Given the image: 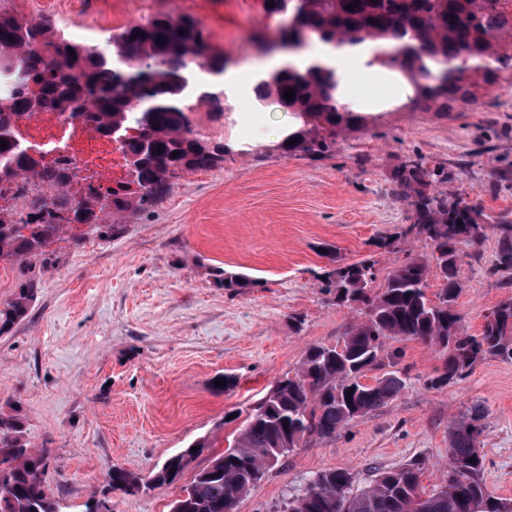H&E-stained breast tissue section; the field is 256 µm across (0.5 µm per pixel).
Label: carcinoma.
Wrapping results in <instances>:
<instances>
[{
	"mask_svg": "<svg viewBox=\"0 0 512 512\" xmlns=\"http://www.w3.org/2000/svg\"><path fill=\"white\" fill-rule=\"evenodd\" d=\"M270 1L274 6L265 10L286 16L292 32L306 31L324 44H395L380 63L408 80L413 87L408 101L424 112L476 102L486 86L512 85V0H264ZM107 42L112 51L101 56L49 19L0 11V140L7 143L0 148V184L38 187L22 208L0 206V262L18 264L22 276L14 297L0 307V334L27 316L39 285L35 269L51 265L45 248L64 228L80 224L118 234L121 225L104 224V217L145 211L173 180L224 163L226 145L193 131L184 96L192 66L221 76L228 64L201 24L191 16L161 14L109 35ZM143 58L151 61L146 74L131 67ZM289 88L294 99L288 101L284 92ZM253 92L258 101L272 98L293 115L294 126L279 145L288 154H324L337 135L374 119L336 99L335 72L329 67L288 66L258 79ZM201 97L215 119L224 118L219 83L204 87ZM47 109L120 140L124 178L76 190L71 163L63 160L49 168L33 159L14 129ZM292 138L296 142L287 145ZM174 151L179 156H172ZM440 176L422 159L408 158L394 170L393 193L407 203L408 224L379 238L375 247L403 258L385 272L372 256L331 259L334 267L324 274L322 291L336 304L357 309L359 318L337 344L307 349L293 374L251 409L233 447L217 457L219 464L199 470L181 490L176 512H238L241 499L270 469V459L330 440L355 419L387 406L404 388L396 372H385L370 385L359 378L369 369L398 364L401 350L390 348L392 341H418L439 354L442 372L430 380L435 388L464 379L488 356L512 359L511 296L484 315L477 335L464 332L457 310L460 245L476 247L495 233L492 271H512V219L485 223L479 207L459 194L436 190ZM413 240L425 242L431 253L412 254ZM431 277L440 282L433 299L428 296ZM483 419V409L476 406L469 417L450 425L448 468L428 492L415 461L378 471L358 492L349 470H325L313 476L308 490L288 496L283 512H512V503L493 496L484 482ZM195 456L188 447L146 477L112 466L86 512H100V503H111L113 492L135 495L175 483ZM48 458L47 449L31 448L24 440L19 410L0 415V512L61 510L44 479Z\"/></svg>",
	"mask_w": 512,
	"mask_h": 512,
	"instance_id": "cac0c4a2",
	"label": "carcinoma"
}]
</instances>
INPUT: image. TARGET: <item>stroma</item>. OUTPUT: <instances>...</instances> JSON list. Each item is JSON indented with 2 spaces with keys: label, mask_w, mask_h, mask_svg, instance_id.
I'll return each instance as SVG.
<instances>
[{
  "label": "stroma",
  "mask_w": 512,
  "mask_h": 512,
  "mask_svg": "<svg viewBox=\"0 0 512 512\" xmlns=\"http://www.w3.org/2000/svg\"><path fill=\"white\" fill-rule=\"evenodd\" d=\"M0 11L77 23L85 42L161 13L188 14L237 65L258 57L257 40H275L285 23L263 0H0ZM480 95L447 112L383 111L312 157L280 150L288 112L257 101L252 82H228L223 122L210 120L207 103L193 104L196 131L228 147L223 167L184 174L148 210L125 214L119 234L60 232L27 318L0 335V414L20 409L26 440L48 448L45 480L63 512H84L112 465L145 475L208 437L178 483L112 496L113 512H169L307 348L336 344L356 313L322 292L331 266L324 249L377 254L376 239L405 224L390 180L405 159L442 169L438 190L462 194L490 217L512 212V86ZM464 252L457 309L475 335L484 314L512 296V273L492 270L495 235ZM377 256L384 270L396 261ZM220 269L251 286L221 287ZM400 348L398 397L335 439L282 458L238 512H273L322 470L349 469L361 489L376 469L417 458L423 486L433 487L448 464L449 424L476 403L485 408L487 488L512 500V360L486 358L462 381L434 388L436 353L414 341ZM226 374L237 385L222 392L215 381Z\"/></svg>",
  "instance_id": "stroma-1"
}]
</instances>
